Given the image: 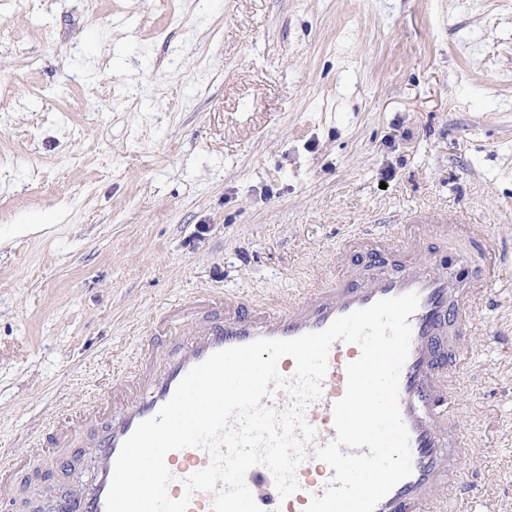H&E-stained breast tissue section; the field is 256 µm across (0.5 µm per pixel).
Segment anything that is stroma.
I'll list each match as a JSON object with an SVG mask.
<instances>
[{
    "label": "stroma",
    "instance_id": "stroma-1",
    "mask_svg": "<svg viewBox=\"0 0 512 512\" xmlns=\"http://www.w3.org/2000/svg\"><path fill=\"white\" fill-rule=\"evenodd\" d=\"M0 451L7 512L88 488L36 459L197 291L286 305L347 227L485 225L498 275L448 380L481 497L512 512V0H34L0 14ZM418 262L473 270L470 232Z\"/></svg>",
    "mask_w": 512,
    "mask_h": 512
}]
</instances>
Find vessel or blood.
<instances>
[{
  "mask_svg": "<svg viewBox=\"0 0 512 512\" xmlns=\"http://www.w3.org/2000/svg\"><path fill=\"white\" fill-rule=\"evenodd\" d=\"M404 240L388 239L384 248L371 250L368 277H355L350 262H340L336 275L300 289L287 306L254 310L245 305L213 310L203 331L180 343L176 353L164 359L157 373L144 375L142 360H134L116 374L112 384V413L96 441L97 457L87 490L57 500L54 512H106V499L115 460L123 442L142 421L153 417L170 400L194 366L212 353L255 340L293 339L326 329L336 318L368 307L376 301L416 293L419 306L410 316L412 336L408 357L400 374L399 405L409 434L412 472L377 504L375 512H447L449 505L472 502L478 486L468 477L463 429L456 425L445 381L460 367V342L475 324L476 303L484 281L449 276L434 264L389 268L386 255L402 250ZM358 345L335 341L328 353L322 394L305 411L306 422L322 446L336 436L333 405L346 391V367L357 360ZM210 462L200 448L171 452L166 464L174 476L168 487L171 498L185 492L184 478ZM330 467L308 457L296 470L299 488L285 501L268 505L258 492L272 483L270 471L251 468L245 481L257 493L263 512H305L312 497L323 496L333 476Z\"/></svg>",
  "mask_w": 512,
  "mask_h": 512,
  "instance_id": "1",
  "label": "vessel or blood"
}]
</instances>
